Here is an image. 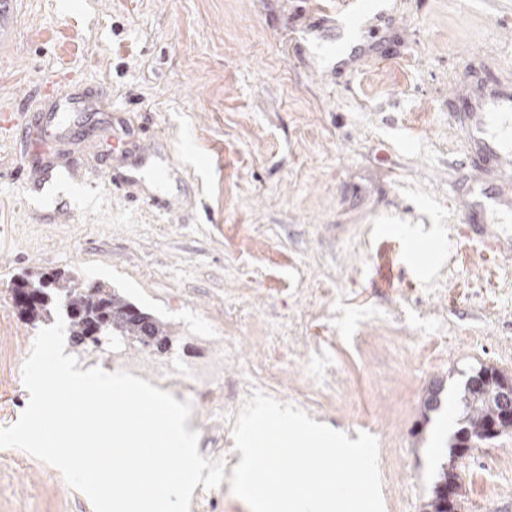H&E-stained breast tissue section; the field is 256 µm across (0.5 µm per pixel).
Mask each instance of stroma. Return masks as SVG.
<instances>
[{"label": "stroma", "instance_id": "35a3bbf8", "mask_svg": "<svg viewBox=\"0 0 512 512\" xmlns=\"http://www.w3.org/2000/svg\"><path fill=\"white\" fill-rule=\"evenodd\" d=\"M0 42V426L29 393L22 274L71 272L167 324L157 361L228 348L193 407L224 460L240 385L378 443L385 512H422L480 366L512 375V260L460 235L467 169L448 85L469 57L512 78V0H389L355 53L325 14L349 0H8ZM70 115L65 140L45 116ZM154 141L148 187L136 143ZM79 168L60 193L38 165ZM125 183H111L112 173ZM174 205L163 210L159 201ZM436 410H425L429 395ZM460 512H512V436L457 462ZM0 512H93L55 467L0 448Z\"/></svg>", "mask_w": 512, "mask_h": 512}]
</instances>
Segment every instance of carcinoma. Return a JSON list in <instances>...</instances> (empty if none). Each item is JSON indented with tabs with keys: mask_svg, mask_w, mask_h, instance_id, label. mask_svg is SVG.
Instances as JSON below:
<instances>
[{
	"mask_svg": "<svg viewBox=\"0 0 512 512\" xmlns=\"http://www.w3.org/2000/svg\"><path fill=\"white\" fill-rule=\"evenodd\" d=\"M15 291H29L35 296L33 303L23 312L26 321L35 327L48 320L54 304L63 300L70 320V332L76 343L80 344L87 338L93 319L102 322L103 332L121 336L129 342L141 343L138 339L141 327L131 318V311L136 306L100 284L84 283L69 275L55 273L36 281L21 277L15 282ZM139 315L150 322L151 340L148 345L157 348L166 346L167 325L143 311ZM484 371L488 378L483 386L464 385L460 428L450 449L448 465L442 470L434 496L426 504V512H453L457 509V504L448 503V495L445 494L451 487L456 490V495H461L455 462L470 449L492 439L488 434V425L496 418L497 393L507 376L492 367H486Z\"/></svg>",
	"mask_w": 512,
	"mask_h": 512,
	"instance_id": "cac0c4a2",
	"label": "carcinoma"
}]
</instances>
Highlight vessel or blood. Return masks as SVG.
<instances>
[{"label": "vessel or blood", "instance_id": "obj_1", "mask_svg": "<svg viewBox=\"0 0 512 512\" xmlns=\"http://www.w3.org/2000/svg\"><path fill=\"white\" fill-rule=\"evenodd\" d=\"M368 8L367 0H357L351 11L332 18L338 38L351 36ZM448 95L459 102L454 128L475 169L465 211L493 215L491 222L466 225L465 231L494 255L511 256L512 234L504 224L512 220V81L476 75L467 86L451 87Z\"/></svg>", "mask_w": 512, "mask_h": 512}]
</instances>
